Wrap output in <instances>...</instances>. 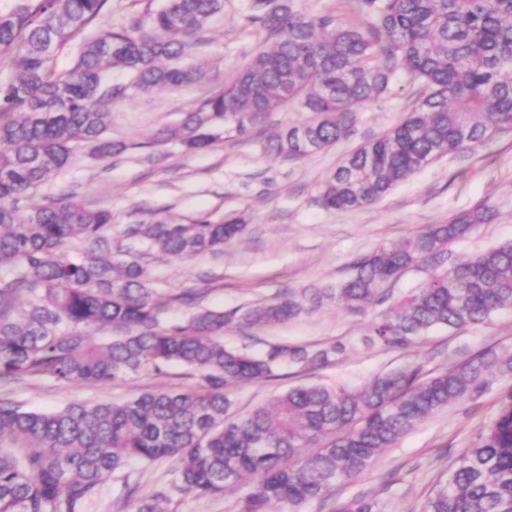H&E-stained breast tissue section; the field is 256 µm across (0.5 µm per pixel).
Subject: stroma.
<instances>
[{
	"label": "stroma",
	"instance_id": "obj_1",
	"mask_svg": "<svg viewBox=\"0 0 512 512\" xmlns=\"http://www.w3.org/2000/svg\"><path fill=\"white\" fill-rule=\"evenodd\" d=\"M250 0H224L189 59L201 68L203 81L177 89L158 90L112 106V135L139 140L179 124L186 113L220 92L235 72L245 67L269 38L250 22ZM419 95L418 88L396 79L388 93L357 109L354 132L334 146L303 158L276 156L264 150L266 140L287 126L308 122L310 113L286 106L271 113L247 135L225 133L214 147L183 153L174 146L130 150L97 160L77 156L61 173L59 184L75 188L82 199L112 211V234L126 225L143 224L159 216L175 220L205 213H246L242 237L218 255L189 261L152 256L150 285L165 294L196 289L199 307L246 310L274 300L282 292L323 288L348 277L351 264L384 243L416 234L423 225L485 203L494 213L455 244L462 256L512 242V130L457 155L438 159L398 184L374 205L338 213L323 208L319 188L338 164L364 141L399 123ZM370 319L346 313L335 304L279 324L249 327L232 322L224 330L231 348L264 352L271 343L323 344L340 342L346 351L336 366L316 372L317 381L359 385L400 366L418 362L438 372L449 361L463 360L493 346L512 349V312L481 326L440 329L407 351L386 352L365 345ZM305 375L233 389L232 409L244 414L267 403L276 393L304 383ZM166 385L182 390L197 386L179 366L170 367ZM148 371L99 386L27 378L9 384L8 396L23 409L49 412L73 402L119 401L157 385ZM504 383L493 385L475 400L452 405L409 432L387 449L375 465L336 496L377 500L381 512H420L437 480L469 446L476 432L495 416ZM175 464L162 459L132 462L113 474L84 512H135L140 497L170 485ZM241 490L198 497L173 493L171 512H237Z\"/></svg>",
	"mask_w": 512,
	"mask_h": 512
}]
</instances>
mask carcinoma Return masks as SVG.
I'll list each match as a JSON object with an SVG mask.
<instances>
[{
  "label": "carcinoma",
  "instance_id": "obj_1",
  "mask_svg": "<svg viewBox=\"0 0 512 512\" xmlns=\"http://www.w3.org/2000/svg\"><path fill=\"white\" fill-rule=\"evenodd\" d=\"M108 0H16L0 13V382L25 377L99 385L141 371L163 378L172 365L200 383L157 386L121 402L72 403L27 411L0 399V512H81L132 461L172 459L174 486L198 497L247 487L238 512H290L325 502L369 469L418 424L512 381V350L486 348L438 373L417 363L357 387L302 383L245 415L229 389L274 381L281 370L336 363L343 347L270 344L261 354L224 345L236 313L200 309L166 323L174 303L195 297L147 287L149 270L112 239V211L73 192L29 204L75 153L111 158L174 143L197 152L231 127L244 135L294 105L315 120L286 127L269 142L301 158L353 131L355 108L383 95L394 77L423 87L396 126L363 142L324 182L320 204L338 213L371 206L438 158L512 129V0H356L364 21L308 15L295 0H251L250 20L270 42L224 90L177 127L136 142L114 140L112 103L202 79L183 64L224 0H162L147 18L103 24ZM70 55L69 68L54 61ZM114 69L132 76L111 85ZM491 218L478 206L443 224L362 256L331 288L288 290L240 320L264 326L333 302L372 316L367 341L406 350L438 328L484 324L512 309V242L462 258L453 245ZM246 219L201 215L130 224L165 257L224 252ZM425 269L423 286L394 296L392 284ZM107 336L96 339L87 328ZM168 491L142 498L137 512H168ZM353 499L329 512H377ZM421 512H512V386L498 411L437 483Z\"/></svg>",
  "mask_w": 512,
  "mask_h": 512
}]
</instances>
